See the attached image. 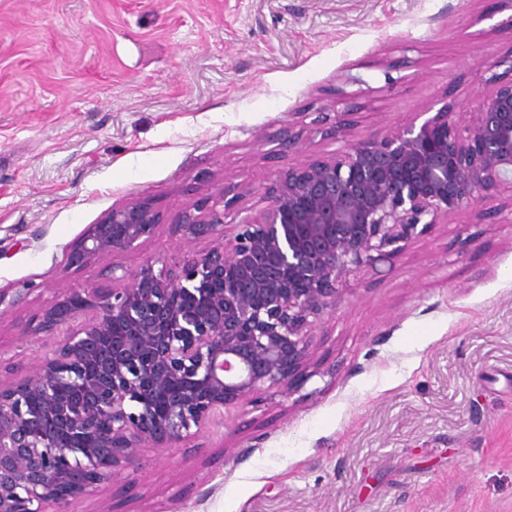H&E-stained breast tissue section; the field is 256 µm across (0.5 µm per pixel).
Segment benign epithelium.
<instances>
[{
    "instance_id": "1",
    "label": "benign epithelium",
    "mask_w": 512,
    "mask_h": 512,
    "mask_svg": "<svg viewBox=\"0 0 512 512\" xmlns=\"http://www.w3.org/2000/svg\"><path fill=\"white\" fill-rule=\"evenodd\" d=\"M504 66L512 75V54L487 62L496 86L468 103L463 125L446 101L354 135L265 183L257 215L234 209L245 193L209 187L169 220L137 200L90 225L72 265L137 251L165 222L210 246L134 274L114 267L112 287L73 288L33 317L28 332L57 343L33 373L0 384V512H60L137 470L141 449L181 447L225 406L293 394L313 376V328L349 273L453 216L511 224L512 78L494 73Z\"/></svg>"
}]
</instances>
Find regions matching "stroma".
Returning <instances> with one entry per match:
<instances>
[{
	"label": "stroma",
	"instance_id": "obj_1",
	"mask_svg": "<svg viewBox=\"0 0 512 512\" xmlns=\"http://www.w3.org/2000/svg\"><path fill=\"white\" fill-rule=\"evenodd\" d=\"M512 0H0V380L32 372L53 338L30 317L112 269L181 259L159 225L136 252L72 267L73 242L115 208L167 216L199 189L254 190L307 156L360 80L354 132L441 98L489 92L512 53ZM303 135L281 152L284 130ZM317 374L222 417L186 447L67 512H512V223L437 224L351 272L315 329Z\"/></svg>",
	"mask_w": 512,
	"mask_h": 512
}]
</instances>
